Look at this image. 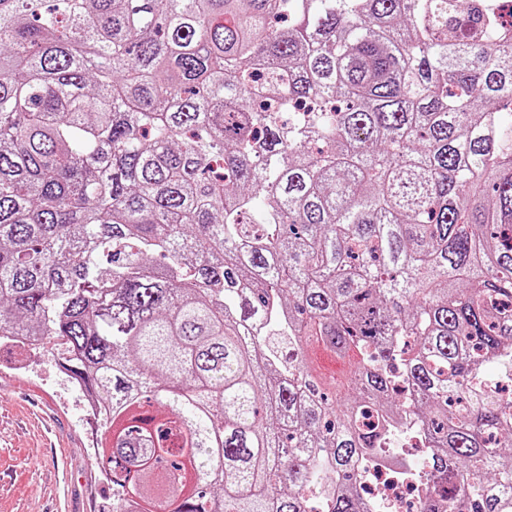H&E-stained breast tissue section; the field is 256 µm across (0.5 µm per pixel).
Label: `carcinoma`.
Here are the masks:
<instances>
[{"label": "carcinoma", "mask_w": 512, "mask_h": 512, "mask_svg": "<svg viewBox=\"0 0 512 512\" xmlns=\"http://www.w3.org/2000/svg\"><path fill=\"white\" fill-rule=\"evenodd\" d=\"M0 336L111 411L112 512H384L412 436L420 512H512L499 0H0ZM375 462L373 470L365 472L366 478L361 484L365 498H381L391 504L394 512H408L410 504L431 490L432 482L420 479L400 481L393 476L408 469L405 453L387 451L377 456Z\"/></svg>", "instance_id": "cac0c4a2"}]
</instances>
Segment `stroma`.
<instances>
[{
    "mask_svg": "<svg viewBox=\"0 0 512 512\" xmlns=\"http://www.w3.org/2000/svg\"><path fill=\"white\" fill-rule=\"evenodd\" d=\"M27 360V371L12 364ZM61 346L0 345V512H97L111 498L91 451L105 431L65 379Z\"/></svg>",
    "mask_w": 512,
    "mask_h": 512,
    "instance_id": "stroma-1",
    "label": "stroma"
}]
</instances>
